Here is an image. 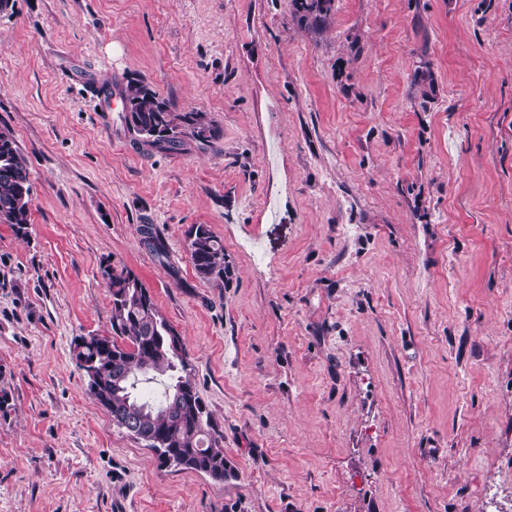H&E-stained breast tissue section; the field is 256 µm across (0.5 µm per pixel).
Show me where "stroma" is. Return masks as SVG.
Masks as SVG:
<instances>
[{
    "label": "stroma",
    "mask_w": 512,
    "mask_h": 512,
    "mask_svg": "<svg viewBox=\"0 0 512 512\" xmlns=\"http://www.w3.org/2000/svg\"><path fill=\"white\" fill-rule=\"evenodd\" d=\"M110 77L221 137L134 143ZM3 125L33 200L0 224V512H512V0H10ZM107 263L180 333L224 483L89 395ZM334 0H290L294 17L300 22L318 26L326 21L332 12ZM187 250L197 276L217 288L230 274L223 242L205 224L193 225L187 235Z\"/></svg>",
    "instance_id": "35a3bbf8"
}]
</instances>
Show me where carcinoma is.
<instances>
[{
	"label": "carcinoma",
	"instance_id": "1",
	"mask_svg": "<svg viewBox=\"0 0 512 512\" xmlns=\"http://www.w3.org/2000/svg\"><path fill=\"white\" fill-rule=\"evenodd\" d=\"M333 0H290L294 17L314 26L332 12ZM117 89L126 112L121 120L144 146L178 151L191 140L208 146L221 136L204 112H179L145 82L106 80L98 91L112 96ZM32 184L28 161L13 133L0 127V224L26 235L31 221ZM143 243L159 261L164 244L149 226ZM187 250L197 276L217 288L230 274L223 242L205 224L191 227ZM112 297L111 335L79 336L73 343L77 366L94 364L98 379L88 381L91 396L114 418L133 417L150 434L156 448H165L181 469L224 483V436L218 430L192 372L181 336L158 308L142 280L128 269L102 267Z\"/></svg>",
	"mask_w": 512,
	"mask_h": 512
}]
</instances>
